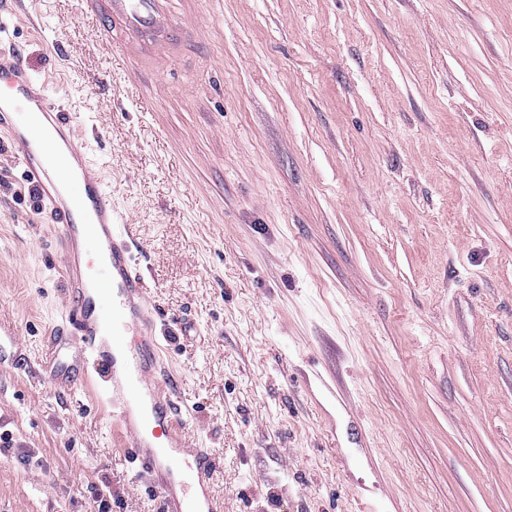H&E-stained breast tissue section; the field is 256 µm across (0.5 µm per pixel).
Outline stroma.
<instances>
[{"mask_svg":"<svg viewBox=\"0 0 512 512\" xmlns=\"http://www.w3.org/2000/svg\"><path fill=\"white\" fill-rule=\"evenodd\" d=\"M22 2L0 51L135 227L224 512H512V0H173L199 39L153 76ZM58 263L0 130V512H160L109 402L36 377Z\"/></svg>","mask_w":512,"mask_h":512,"instance_id":"35a3bbf8","label":"stroma"}]
</instances>
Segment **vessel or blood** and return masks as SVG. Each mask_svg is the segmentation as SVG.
Instances as JSON below:
<instances>
[{
    "label": "vessel or blood",
    "mask_w": 512,
    "mask_h": 512,
    "mask_svg": "<svg viewBox=\"0 0 512 512\" xmlns=\"http://www.w3.org/2000/svg\"><path fill=\"white\" fill-rule=\"evenodd\" d=\"M100 26L105 54L121 51L148 68L163 66L197 37L169 0H80ZM0 130L8 131L27 180L51 210L62 246L71 363L52 369L60 386L79 379L106 396L110 415L149 474L160 512H224L212 492L216 453L191 446L170 382L159 377L161 347L134 253L131 225L116 223L112 193L80 143L69 112L30 74L21 55L0 58Z\"/></svg>",
    "instance_id": "1"
}]
</instances>
